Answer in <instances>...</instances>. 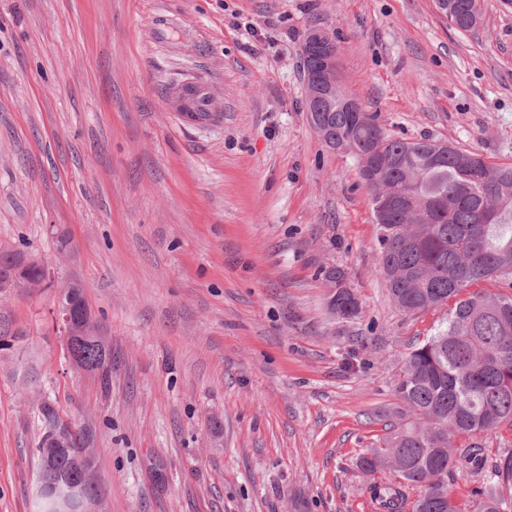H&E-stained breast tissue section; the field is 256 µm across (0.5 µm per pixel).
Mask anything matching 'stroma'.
Returning a JSON list of instances; mask_svg holds the SVG:
<instances>
[{
	"label": "stroma",
	"mask_w": 512,
	"mask_h": 512,
	"mask_svg": "<svg viewBox=\"0 0 512 512\" xmlns=\"http://www.w3.org/2000/svg\"><path fill=\"white\" fill-rule=\"evenodd\" d=\"M314 28L388 134L512 164V0L464 33L435 0H0V243L54 281L0 294V512L32 510L45 398L94 431L106 512H375L357 462L445 312L389 300L359 164L306 112ZM186 80L214 120L172 107ZM70 281L108 379L67 361ZM323 273L326 280L336 281V308L341 309L343 312H347L349 307L353 308L350 318L341 319L356 317L359 314V303L354 293L346 285L344 272L339 268H329ZM67 286L59 289L56 300V320L62 330L65 332L67 338V347L71 345L69 336L78 339L81 342L101 344L104 341L97 328L95 327V320L93 312L88 305L86 297L80 302L79 306L67 303Z\"/></svg>",
	"instance_id": "obj_1"
}]
</instances>
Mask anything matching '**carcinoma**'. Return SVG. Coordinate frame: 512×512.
I'll return each mask as SVG.
<instances>
[{"instance_id": "cac0c4a2", "label": "carcinoma", "mask_w": 512, "mask_h": 512, "mask_svg": "<svg viewBox=\"0 0 512 512\" xmlns=\"http://www.w3.org/2000/svg\"><path fill=\"white\" fill-rule=\"evenodd\" d=\"M474 0H453L448 25L470 32ZM331 127L357 159L370 154L391 163L368 184L372 205L387 195L405 202L379 226L382 272L393 305L407 314L448 307V318L412 349L399 372V404L385 414L388 432L359 468L370 477L377 512H508L511 493L480 482L472 506L448 493V473L467 463L481 474L480 441L503 425L512 427V293L473 290L512 274V164L450 146L440 166L429 168L434 141L388 135L374 116L331 113ZM336 281V308L359 314V303L339 268L324 271ZM22 336L0 321V355L9 356ZM84 358L102 376L112 353L86 347ZM43 424L66 418L49 401Z\"/></svg>"}]
</instances>
